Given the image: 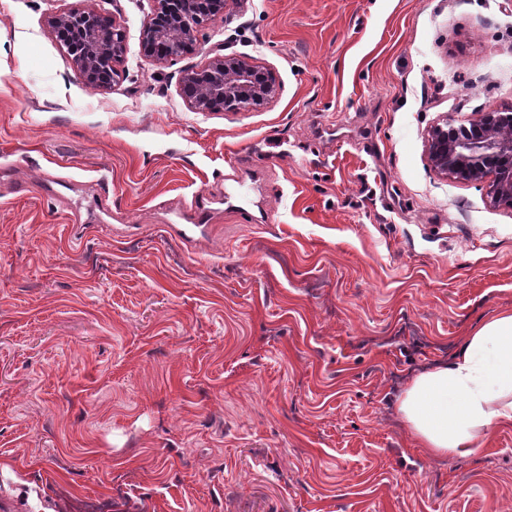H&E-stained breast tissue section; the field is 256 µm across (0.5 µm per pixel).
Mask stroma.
<instances>
[{
	"label": "stroma",
	"instance_id": "stroma-1",
	"mask_svg": "<svg viewBox=\"0 0 512 512\" xmlns=\"http://www.w3.org/2000/svg\"><path fill=\"white\" fill-rule=\"evenodd\" d=\"M0 0V503L10 512H512V426L431 458L398 410L512 309V208L426 132L512 110V0H241L94 90ZM254 57L267 105L185 70ZM242 191L246 210L225 193ZM204 207L208 234L169 225ZM181 85L189 106L198 112H240L266 105L278 95L273 75L255 59L216 56L201 69L187 71ZM224 101V108L214 106Z\"/></svg>",
	"mask_w": 512,
	"mask_h": 512
}]
</instances>
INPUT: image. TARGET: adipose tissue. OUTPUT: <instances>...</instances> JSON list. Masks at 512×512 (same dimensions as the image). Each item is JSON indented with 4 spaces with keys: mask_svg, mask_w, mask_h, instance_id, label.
I'll return each mask as SVG.
<instances>
[{
    "mask_svg": "<svg viewBox=\"0 0 512 512\" xmlns=\"http://www.w3.org/2000/svg\"><path fill=\"white\" fill-rule=\"evenodd\" d=\"M399 409L436 458L471 456L492 428L512 425V312L465 332L454 359L414 378Z\"/></svg>",
    "mask_w": 512,
    "mask_h": 512,
    "instance_id": "obj_1",
    "label": "adipose tissue"
}]
</instances>
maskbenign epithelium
Segmentation results:
<instances>
[{"mask_svg": "<svg viewBox=\"0 0 512 512\" xmlns=\"http://www.w3.org/2000/svg\"><path fill=\"white\" fill-rule=\"evenodd\" d=\"M98 9H77L49 19L54 29L74 31L79 51L72 61L83 83L100 89L120 74L126 32L100 0ZM240 0H151L152 15L142 31L144 55L157 62L179 57L196 40L204 23L226 19L230 5ZM181 85L189 106L198 112H240L266 105L278 95L273 75L255 59L216 56L202 68L186 72ZM431 167L439 174L464 181L491 178L488 194L494 204L512 205V112L480 113L466 124L443 121L426 135Z\"/></svg>", "mask_w": 512, "mask_h": 512, "instance_id": "1", "label": "benign epithelium"}]
</instances>
